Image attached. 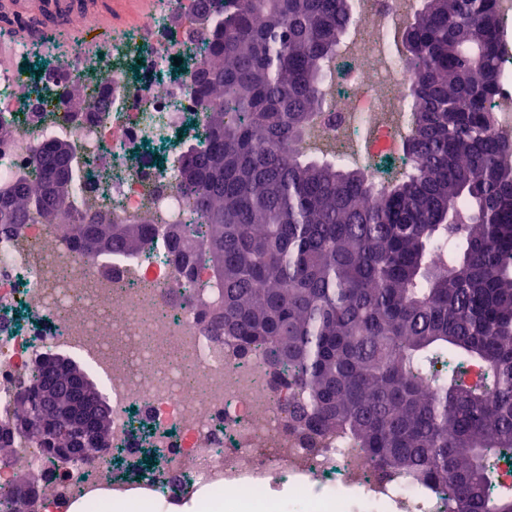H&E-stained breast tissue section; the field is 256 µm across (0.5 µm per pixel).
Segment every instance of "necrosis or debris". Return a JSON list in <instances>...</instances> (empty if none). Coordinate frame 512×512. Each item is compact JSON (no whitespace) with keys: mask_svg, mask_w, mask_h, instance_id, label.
<instances>
[{"mask_svg":"<svg viewBox=\"0 0 512 512\" xmlns=\"http://www.w3.org/2000/svg\"><path fill=\"white\" fill-rule=\"evenodd\" d=\"M503 22L501 78L494 99L496 130L512 139V0H497ZM415 0H356V13L330 64L325 93L332 106L314 116L309 144L338 143L342 162L387 183L403 164L409 81L397 36ZM33 41L0 36V116L11 134L0 142L9 173L29 169L50 141L65 137L78 154L98 159L103 178H83L78 199L104 196L120 221L152 213L155 237L142 256L81 252L60 224H23L0 236V421L32 369L34 354L64 351L81 361L112 406L110 448L90 462L49 468L45 449L16 438L0 456V491L26 473L44 496V512L69 502L113 503L145 496L173 503L207 489L223 512H447L439 490L408 474L381 473L366 451L326 435L316 450L288 429L264 356H241L211 335L205 312L216 286L204 263L192 301L175 295L185 276L173 264L166 231L184 218L172 166L192 133L195 98L184 75L164 78L172 64L194 69L190 41L145 47L128 36L96 49L67 52L62 64L33 82L19 60ZM149 56L139 81L121 64ZM93 74L98 85L78 111L63 112L45 86ZM154 451L131 475L122 461Z\"/></svg>","mask_w":512,"mask_h":512,"instance_id":"necrosis-or-debris-1","label":"necrosis or debris"}]
</instances>
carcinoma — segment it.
<instances>
[{
    "instance_id": "obj_1",
    "label": "carcinoma",
    "mask_w": 512,
    "mask_h": 512,
    "mask_svg": "<svg viewBox=\"0 0 512 512\" xmlns=\"http://www.w3.org/2000/svg\"><path fill=\"white\" fill-rule=\"evenodd\" d=\"M353 0H193L196 135L176 159L189 229L220 287L214 331L282 370L288 415L311 434L364 448L448 495L453 512H512L490 497L496 459L512 451V141L495 132L496 0H423L401 29L414 100L407 169L376 190L367 174L304 150L325 104L326 63ZM82 81L46 93L76 109ZM54 139L0 193V235L68 224L92 254L141 252L149 221L78 217L75 176L61 180ZM112 244L96 250L88 241ZM456 367L440 371L437 364ZM482 369L477 381L466 367ZM56 372L46 358L19 396L34 406ZM73 391L82 367L61 376ZM0 425V454L11 428Z\"/></svg>"
}]
</instances>
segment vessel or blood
<instances>
[{"mask_svg":"<svg viewBox=\"0 0 512 512\" xmlns=\"http://www.w3.org/2000/svg\"><path fill=\"white\" fill-rule=\"evenodd\" d=\"M105 11L104 0H0L1 17H30L45 28L66 26L77 16L100 18Z\"/></svg>","mask_w":512,"mask_h":512,"instance_id":"1","label":"vessel or blood"}]
</instances>
